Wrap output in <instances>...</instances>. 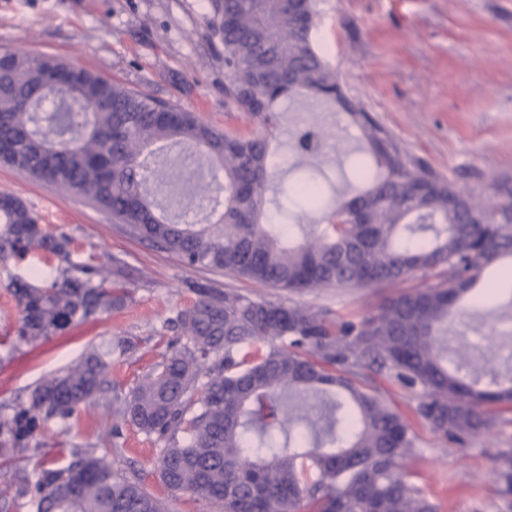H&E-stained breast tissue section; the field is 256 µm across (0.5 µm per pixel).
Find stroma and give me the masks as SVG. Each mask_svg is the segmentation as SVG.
Returning a JSON list of instances; mask_svg holds the SVG:
<instances>
[{
	"label": "stroma",
	"instance_id": "stroma-1",
	"mask_svg": "<svg viewBox=\"0 0 512 512\" xmlns=\"http://www.w3.org/2000/svg\"><path fill=\"white\" fill-rule=\"evenodd\" d=\"M315 39L336 69L347 97L371 112L410 155L460 186L512 179V0H317ZM210 0H0V48L40 52L91 69L110 81L165 100H175L204 123L248 134L249 118L224 104V45L212 36ZM319 122L328 141L324 169L335 166L356 147L344 113L328 105L290 107L281 121L274 157L285 181L295 161L292 135L298 126ZM178 150L161 152L153 187L166 215L180 223H202L206 208L191 206L192 185L210 180L199 159L180 180L168 172ZM0 192L15 195L50 232L71 239V259L97 263L114 257L133 270L123 307L80 324L37 346L0 348V419L10 417L46 375L77 362L88 344L105 347L131 339L136 348L114 364L110 382L127 391L158 362L173 334L165 324L192 305L188 282L211 280L249 295L277 301L284 292L205 269L184 266L173 254L130 237L123 225L78 195H61L53 186L32 182L23 173L0 166ZM41 268L54 277L55 257L28 255L0 266V335L13 331L18 311L7 293L8 275ZM496 292L498 306L485 305ZM394 294L393 288H325L301 295L303 303L346 319L361 318ZM512 260L487 268L456 304L455 332L477 336L496 318L512 316ZM377 385L412 419L418 483L437 512H512V494L491 477L499 452L512 448V411L490 431L465 444L443 439L415 422L420 389H407L380 376ZM103 408H92L67 436L47 426L38 445L24 449L26 473H33L58 446L107 447L101 428ZM118 461L134 465L146 484L165 496L169 512H213L190 495L166 496L157 476V446L126 426L118 440Z\"/></svg>",
	"mask_w": 512,
	"mask_h": 512
}]
</instances>
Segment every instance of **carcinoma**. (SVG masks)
Masks as SVG:
<instances>
[{
	"label": "carcinoma",
	"mask_w": 512,
	"mask_h": 512,
	"mask_svg": "<svg viewBox=\"0 0 512 512\" xmlns=\"http://www.w3.org/2000/svg\"><path fill=\"white\" fill-rule=\"evenodd\" d=\"M224 44L225 104L247 113L248 136L200 123L180 104L152 98L39 52L0 49V164L63 194L77 190L133 238L193 268L222 271L289 294L320 288H409L370 316L333 319L290 298L279 302L213 283L191 286V307L168 320L175 333L152 370L126 393L110 391L112 355L88 349L49 376L0 420V512H166L139 470L116 464L119 448H56L34 475L14 482L20 449L54 423L66 434L92 406L163 443L158 477L172 496L190 494L220 512H436L407 461L415 435L372 375L421 388L419 419L459 440L488 431L512 411V374L474 366L509 363L494 336L448 347L454 305L482 272L512 257V180L460 188L409 155L370 112L350 103L312 40L316 0H211ZM332 101L359 132L354 173L365 181L322 223L294 224L279 202L269 223L271 142L284 104ZM315 125L294 149L317 155ZM203 153L224 172V209L203 224H176L149 186L151 148ZM311 211L323 182L310 175L282 190ZM70 238L44 230L27 206L0 194V264L33 252L64 264L47 286L13 275L20 311L14 350L124 304V262L74 263ZM495 476L512 492V449Z\"/></svg>",
	"instance_id": "1"
}]
</instances>
